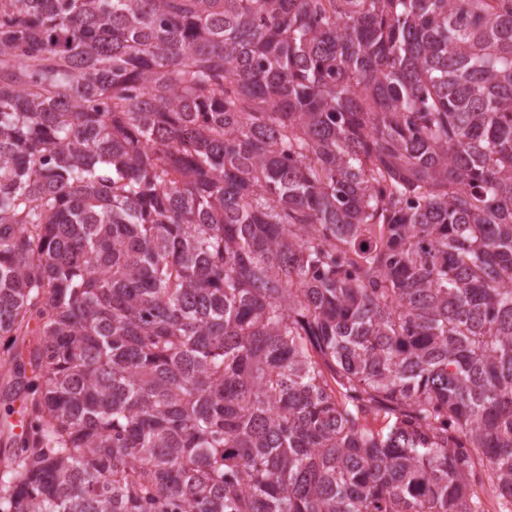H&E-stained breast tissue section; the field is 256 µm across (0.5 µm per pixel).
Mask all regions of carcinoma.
<instances>
[{
  "mask_svg": "<svg viewBox=\"0 0 512 512\" xmlns=\"http://www.w3.org/2000/svg\"><path fill=\"white\" fill-rule=\"evenodd\" d=\"M2 337L0 512L512 503V0H0ZM477 466H479L483 472V481L474 485L471 491L480 498L485 511L506 512L511 510L512 512V505L510 503H504L497 497L490 469L485 463L483 465L478 463Z\"/></svg>",
  "mask_w": 512,
  "mask_h": 512,
  "instance_id": "carcinoma-1",
  "label": "carcinoma"
}]
</instances>
